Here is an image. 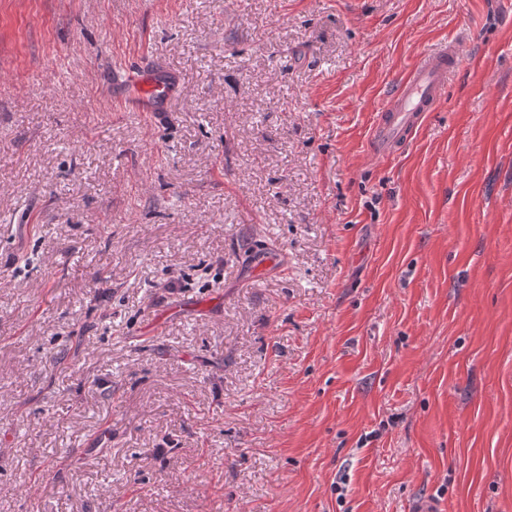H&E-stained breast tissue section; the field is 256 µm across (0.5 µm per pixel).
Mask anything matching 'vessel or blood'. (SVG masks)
<instances>
[{
    "mask_svg": "<svg viewBox=\"0 0 512 512\" xmlns=\"http://www.w3.org/2000/svg\"><path fill=\"white\" fill-rule=\"evenodd\" d=\"M448 60L446 51L423 55L392 98L390 119L372 140L374 152L381 153L407 139L423 112L443 95L446 87ZM126 107L142 112H164L172 98L182 92L180 81L171 73L148 74L130 68L115 85Z\"/></svg>",
    "mask_w": 512,
    "mask_h": 512,
    "instance_id": "vessel-or-blood-1",
    "label": "vessel or blood"
}]
</instances>
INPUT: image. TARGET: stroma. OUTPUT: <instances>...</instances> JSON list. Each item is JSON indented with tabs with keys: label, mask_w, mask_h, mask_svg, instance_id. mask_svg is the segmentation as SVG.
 Listing matches in <instances>:
<instances>
[{
	"label": "stroma",
	"mask_w": 512,
	"mask_h": 512,
	"mask_svg": "<svg viewBox=\"0 0 512 512\" xmlns=\"http://www.w3.org/2000/svg\"><path fill=\"white\" fill-rule=\"evenodd\" d=\"M426 502L512 512V0H0V512ZM447 49L423 55L392 98L390 120L372 140L376 153L386 152L407 139L422 115L443 95L448 73ZM114 87L126 107L142 112H167L171 99L182 92L173 74L160 70L147 74L135 68H128Z\"/></svg>",
	"instance_id": "1"
}]
</instances>
